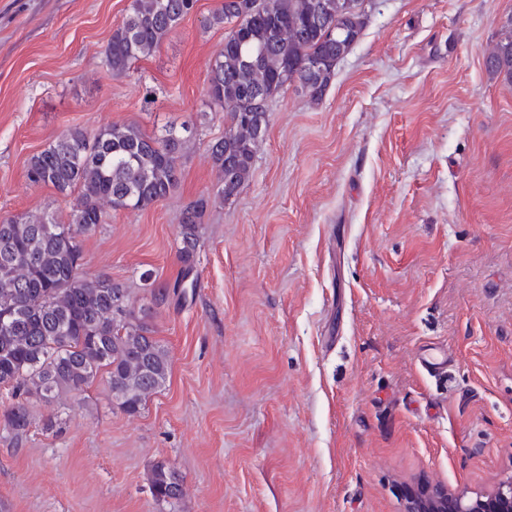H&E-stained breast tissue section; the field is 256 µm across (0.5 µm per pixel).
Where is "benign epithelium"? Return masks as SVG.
Masks as SVG:
<instances>
[{
	"mask_svg": "<svg viewBox=\"0 0 512 512\" xmlns=\"http://www.w3.org/2000/svg\"><path fill=\"white\" fill-rule=\"evenodd\" d=\"M412 512H512V478L485 493L470 495L425 485L411 502Z\"/></svg>",
	"mask_w": 512,
	"mask_h": 512,
	"instance_id": "benign-epithelium-1",
	"label": "benign epithelium"
}]
</instances>
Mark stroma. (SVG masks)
Returning a JSON list of instances; mask_svg holds the SVG:
<instances>
[{"label":"stroma","mask_w":512,"mask_h":512,"mask_svg":"<svg viewBox=\"0 0 512 512\" xmlns=\"http://www.w3.org/2000/svg\"><path fill=\"white\" fill-rule=\"evenodd\" d=\"M131 0H0V218L72 197L27 180L71 127L196 121L177 188L110 212L83 263L137 298L171 373L140 414L105 375L32 424L0 426V512H408L424 481L472 494L512 478V83L485 50L512 0H372L319 102H269L252 176L229 200L206 112L222 0H197L151 55L105 63ZM207 199L197 285L172 295L184 208ZM448 352L440 376L423 349ZM61 431L45 429L50 413ZM149 486L157 504L170 506V511L183 495L182 480L164 463H158L151 469Z\"/></svg>","instance_id":"1"}]
</instances>
